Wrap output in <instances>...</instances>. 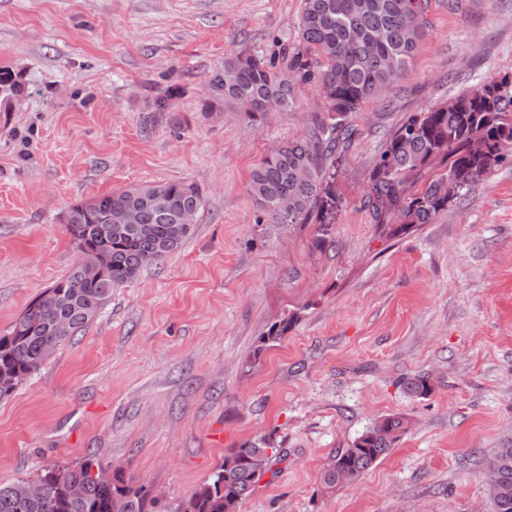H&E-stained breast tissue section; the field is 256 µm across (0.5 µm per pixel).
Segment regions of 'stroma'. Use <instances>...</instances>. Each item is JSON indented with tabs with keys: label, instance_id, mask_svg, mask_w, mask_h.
Listing matches in <instances>:
<instances>
[{
	"label": "stroma",
	"instance_id": "stroma-1",
	"mask_svg": "<svg viewBox=\"0 0 512 512\" xmlns=\"http://www.w3.org/2000/svg\"><path fill=\"white\" fill-rule=\"evenodd\" d=\"M302 7L0 0V68L24 85L0 111V335L78 261L72 205L153 182L205 196L182 247L0 399L1 485L92 456L177 512L262 438L288 457L238 512H490L484 461L512 444V160L399 237L365 189L409 116L512 74V0H429L412 64L348 117L345 204L323 244L315 222H261L249 192L270 147L312 137L318 88L259 126L206 106L225 55L303 50ZM419 372L424 397L401 384ZM386 415L407 423L390 453L325 489L327 460Z\"/></svg>",
	"mask_w": 512,
	"mask_h": 512
}]
</instances>
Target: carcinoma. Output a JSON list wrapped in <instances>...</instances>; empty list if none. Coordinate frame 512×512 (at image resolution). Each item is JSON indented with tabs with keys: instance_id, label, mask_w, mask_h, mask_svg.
<instances>
[{
	"instance_id": "1",
	"label": "carcinoma",
	"mask_w": 512,
	"mask_h": 512,
	"mask_svg": "<svg viewBox=\"0 0 512 512\" xmlns=\"http://www.w3.org/2000/svg\"><path fill=\"white\" fill-rule=\"evenodd\" d=\"M427 0H304L299 19L307 51L296 52L282 66L268 58L239 52L224 58V68L207 85L208 106L244 113L248 122L261 124L272 112L292 108L301 84H316L325 100L326 116L316 118L313 139L279 145L253 171L249 191L262 213L275 224H299L313 216L322 238L336 222L343 198L336 190V167L355 137L347 117L367 102L379 99L411 64L427 27ZM20 82L0 70V98L16 97ZM512 149V75L491 77L425 112H417L392 135L368 178L367 204L373 219L398 235L421 224H431L462 192L482 180L506 160ZM442 171L410 191L407 183L422 177L433 164ZM456 193L448 195V182ZM136 203L140 224L107 238L100 227L106 215ZM204 194L192 182L140 184L75 204L65 216L73 243H82L88 258L103 254L105 274L88 276L81 262L33 299L10 331L0 336V377H31L44 363L97 316L111 299L112 289L138 278L141 271L178 249L194 232L182 224L188 211H199ZM88 279L87 288L58 307L70 326L60 335L40 319L41 307L67 294L73 279ZM405 388L416 396L432 390L429 378L410 377ZM404 418L387 415L336 454L322 471L325 487L356 482L387 456L401 433ZM286 456L266 442L232 449L212 478L196 486L180 512H238L272 461ZM101 463L88 456L74 465H55L36 475L47 494L39 499L21 492L22 482L0 485V512H153L155 502L132 486L121 471L112 481L93 480L89 470ZM489 472L488 499L492 512H512V446L499 448L485 462ZM83 488L80 496L70 486Z\"/></svg>"
}]
</instances>
